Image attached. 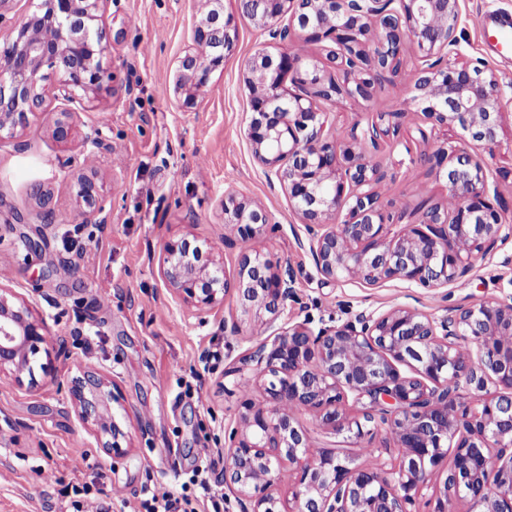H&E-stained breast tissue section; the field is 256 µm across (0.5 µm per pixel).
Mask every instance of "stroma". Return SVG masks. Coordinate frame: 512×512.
Here are the masks:
<instances>
[{"instance_id":"35a3bbf8","label":"stroma","mask_w":512,"mask_h":512,"mask_svg":"<svg viewBox=\"0 0 512 512\" xmlns=\"http://www.w3.org/2000/svg\"><path fill=\"white\" fill-rule=\"evenodd\" d=\"M197 5L113 0L104 58L112 79L70 103L71 137L52 133L61 107L54 100L14 135L0 137V272H8L10 292L45 322L49 336L32 374L19 380L0 374V512H75L76 502L90 497L104 512H146L161 484L187 496L196 512H211L215 496L223 497L224 512H239L224 492L223 431L240 414L238 394L224 390V371L260 342V327L246 318L238 335H225V317L240 311L232 295L201 315L176 304L158 269L169 239L189 236L229 269L252 250L293 272L297 298L280 314L282 324L307 319L316 329L398 305L441 317L457 306L512 297L511 239L450 284L444 299L400 279L376 288L346 279L323 283L298 243L302 224L285 193L255 165L244 135L250 103L242 69L260 50L278 53V45L239 21L235 52L213 74L203 101L186 109L173 93ZM488 11L512 14V0H460L458 39L449 55L493 72L512 113V57L491 53L477 27ZM404 64L405 76L385 81L373 101H344L337 130L367 125L377 112L413 111L407 74L423 61L409 49ZM97 128L112 150L90 171L85 139ZM423 128L427 141L408 149L394 140L378 153L393 212L411 211L426 196L448 198L445 179L419 160L444 132L428 122ZM482 155L490 185L512 207V129L503 128ZM85 173L107 201L105 223L77 222V180ZM38 185L50 195L47 207L33 195ZM230 187L256 201L272 229L228 248L221 203ZM26 237L35 248L23 246ZM51 263L68 267L69 275L45 279ZM87 372L113 394L108 409L123 430L120 452L107 451L95 426L77 418L71 382ZM295 418L313 447L336 450L355 464L371 465L374 448L386 464L401 458L384 429L357 440L322 430L312 412L296 411ZM200 448L210 449L214 460L202 478L194 473Z\"/></svg>"}]
</instances>
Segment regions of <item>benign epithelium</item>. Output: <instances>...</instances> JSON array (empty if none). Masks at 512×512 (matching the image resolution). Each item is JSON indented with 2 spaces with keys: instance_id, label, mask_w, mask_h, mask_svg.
Here are the masks:
<instances>
[{
  "instance_id": "obj_1",
  "label": "benign epithelium",
  "mask_w": 512,
  "mask_h": 512,
  "mask_svg": "<svg viewBox=\"0 0 512 512\" xmlns=\"http://www.w3.org/2000/svg\"><path fill=\"white\" fill-rule=\"evenodd\" d=\"M110 0H41L38 10L12 27L0 48V134L24 126L51 97L70 103L97 92L106 76L104 4ZM199 0L191 44L177 62L174 91L182 106L198 104L211 75L224 65L238 39L236 17L249 19L285 48L255 53L243 82L251 112L245 136L270 185H279L303 224L301 247L324 282L355 278L373 287L399 278L439 290L466 277L490 256L498 240L512 237L497 190L490 187L478 146L496 141L505 103L498 80L467 61L443 64L457 42L459 0ZM323 44L320 60H306L294 43ZM427 61L417 73L414 100L434 126L467 133L474 146L446 141L427 156L446 170L448 199H429L420 219L389 235L393 216L380 191L385 174L372 161L386 138L399 134L404 112H381L367 128L355 123L337 135L334 106L370 101L387 77L402 72L406 47ZM71 112L60 111L53 134L66 140ZM86 154L93 167L112 146L95 132ZM81 222L106 211L90 177L78 180ZM224 245L256 238L268 224L251 200L224 193ZM159 273L176 299L198 313L237 296L244 310L261 308L272 327L296 296L291 272L244 252L235 270L213 258L200 263L190 240H169ZM512 297L479 301L432 317L410 306L360 314L313 330L305 322L276 329L228 368L240 394V420L224 433V488L240 512H410L433 472L453 449L443 487L425 501V512H452L456 498L468 512H512ZM48 344L44 321L0 289V370L17 379L31 370L30 356ZM405 366L409 373L401 372ZM263 382L267 405L256 404L244 383ZM469 403L458 405L461 383ZM494 392H488V387ZM71 394L79 418L100 434H120L107 421L110 393L94 374L75 379ZM376 412L374 424L403 449L398 465L376 470L322 448H312L294 411L316 414L324 429L356 439L374 434L348 398ZM292 498L284 505L269 489L283 475Z\"/></svg>"
}]
</instances>
